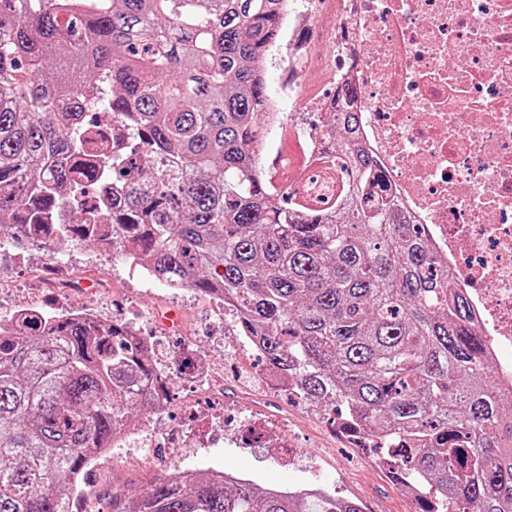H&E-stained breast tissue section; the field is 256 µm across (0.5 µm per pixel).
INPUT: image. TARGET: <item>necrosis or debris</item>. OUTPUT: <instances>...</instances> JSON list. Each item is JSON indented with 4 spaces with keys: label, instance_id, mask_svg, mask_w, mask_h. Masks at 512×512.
I'll return each instance as SVG.
<instances>
[{
    "label": "necrosis or debris",
    "instance_id": "obj_1",
    "mask_svg": "<svg viewBox=\"0 0 512 512\" xmlns=\"http://www.w3.org/2000/svg\"><path fill=\"white\" fill-rule=\"evenodd\" d=\"M280 62L291 75L272 98L254 153L269 169L285 124L282 102L331 111L330 95L306 96L300 78L325 68L361 94L357 137L389 177L392 192L432 242L470 302L503 398H512V0H336L331 16L284 0ZM305 158L295 184L305 205L330 206L332 131L297 125ZM40 247L41 292L29 304L47 320L94 326L99 292L70 279L51 236L7 232ZM87 305L68 306L72 296Z\"/></svg>",
    "mask_w": 512,
    "mask_h": 512
}]
</instances>
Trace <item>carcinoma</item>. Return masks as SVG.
Instances as JSON below:
<instances>
[{
	"label": "carcinoma",
	"instance_id": "obj_1",
	"mask_svg": "<svg viewBox=\"0 0 512 512\" xmlns=\"http://www.w3.org/2000/svg\"><path fill=\"white\" fill-rule=\"evenodd\" d=\"M281 0H0V226L110 247L159 281L220 295L264 372L304 405L344 408L357 448L418 512H512V414L468 302L357 142L332 124L343 189L313 211L251 148ZM112 114V142L100 121ZM112 181V194L101 189ZM80 320L26 315L0 334V512H72L88 458L153 397L150 357ZM99 512H363L226 472L112 491Z\"/></svg>",
	"mask_w": 512,
	"mask_h": 512
}]
</instances>
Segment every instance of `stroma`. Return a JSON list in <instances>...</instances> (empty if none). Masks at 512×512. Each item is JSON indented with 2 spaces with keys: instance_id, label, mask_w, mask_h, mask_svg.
Returning a JSON list of instances; mask_svg holds the SVG:
<instances>
[{
  "instance_id": "1",
  "label": "stroma",
  "mask_w": 512,
  "mask_h": 512,
  "mask_svg": "<svg viewBox=\"0 0 512 512\" xmlns=\"http://www.w3.org/2000/svg\"><path fill=\"white\" fill-rule=\"evenodd\" d=\"M62 251L71 277L110 286V294L96 304L100 315L159 333L170 356L181 352L186 338H195L208 346L213 368L224 372L223 420L189 409L181 390H174L170 420L188 433L187 448L175 455L162 447L137 453L109 449L85 471L82 487L89 498L115 488L130 495L142 492L174 468L202 474L225 470L261 488L326 481L341 496L358 501L363 512H417L416 501L392 479L389 465L374 449L352 448L322 410L298 404L287 391L265 382L242 346L232 312L218 314L213 299L192 289L132 278L124 259L95 246L69 241ZM35 285L30 272L20 270L14 248L0 244V318L27 303Z\"/></svg>"
}]
</instances>
